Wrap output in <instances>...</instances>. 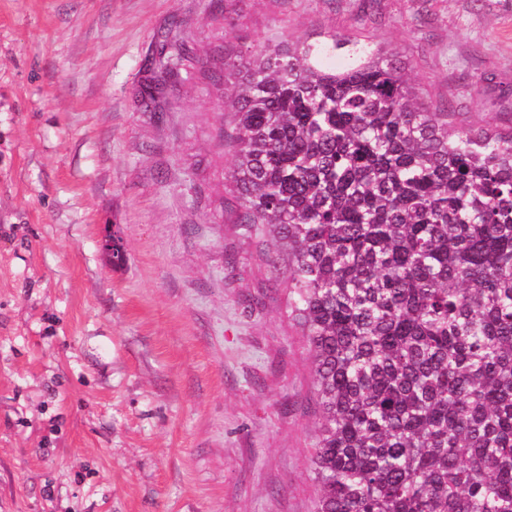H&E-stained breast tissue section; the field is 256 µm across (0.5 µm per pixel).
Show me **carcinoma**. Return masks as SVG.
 Returning a JSON list of instances; mask_svg holds the SVG:
<instances>
[{"instance_id":"carcinoma-1","label":"carcinoma","mask_w":512,"mask_h":512,"mask_svg":"<svg viewBox=\"0 0 512 512\" xmlns=\"http://www.w3.org/2000/svg\"><path fill=\"white\" fill-rule=\"evenodd\" d=\"M345 41L220 68L310 346L315 512H512V126L448 129L392 56L324 68Z\"/></svg>"}]
</instances>
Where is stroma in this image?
<instances>
[{"label":"stroma","mask_w":512,"mask_h":512,"mask_svg":"<svg viewBox=\"0 0 512 512\" xmlns=\"http://www.w3.org/2000/svg\"><path fill=\"white\" fill-rule=\"evenodd\" d=\"M333 34L512 120V0H0V512H314L310 347L208 70Z\"/></svg>","instance_id":"35a3bbf8"}]
</instances>
